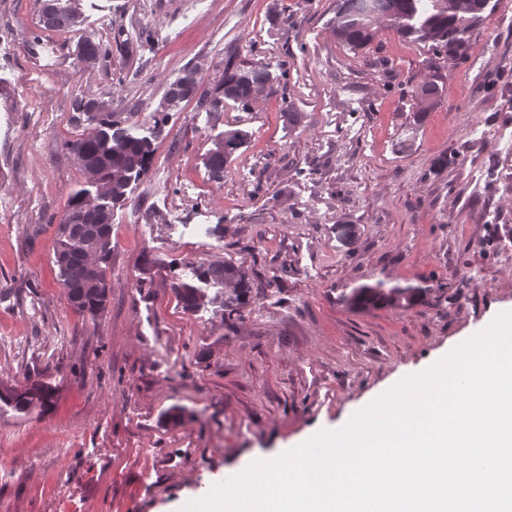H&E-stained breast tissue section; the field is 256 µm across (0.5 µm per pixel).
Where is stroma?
I'll list each match as a JSON object with an SVG mask.
<instances>
[{
  "label": "stroma",
  "mask_w": 512,
  "mask_h": 512,
  "mask_svg": "<svg viewBox=\"0 0 512 512\" xmlns=\"http://www.w3.org/2000/svg\"><path fill=\"white\" fill-rule=\"evenodd\" d=\"M461 59L380 26L355 50L336 0H0V512H181L251 462L337 429L512 311V0H491ZM108 57L84 62V39ZM262 65L248 104L210 111L169 85ZM436 95L421 111L418 92ZM103 103L152 161L112 209L105 310L68 302L55 263L71 195L66 149ZM245 132L216 176L208 157ZM229 260L252 298L231 316L186 311L189 264ZM429 286L408 308L339 295ZM179 419H170V411ZM77 15L75 10L61 7L59 2L47 4L42 13L43 25L47 28L57 30H70L78 26ZM47 393L38 385L32 384L23 390H11L4 395L0 394V400L11 403L17 410H26L34 400L44 402L47 399Z\"/></svg>",
  "instance_id": "1"
}]
</instances>
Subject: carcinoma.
Returning a JSON list of instances; mask_svg holds the SVG:
<instances>
[{
	"instance_id": "obj_1",
	"label": "carcinoma",
	"mask_w": 512,
	"mask_h": 512,
	"mask_svg": "<svg viewBox=\"0 0 512 512\" xmlns=\"http://www.w3.org/2000/svg\"><path fill=\"white\" fill-rule=\"evenodd\" d=\"M488 0H338L335 31L338 38L351 47L370 43L376 33V23L387 17L396 25L401 36L428 43L439 55L456 59L469 48L472 31L483 20ZM43 25L57 30H69L78 26L77 12L60 4L46 5L42 13ZM106 55V49L90 39L81 45V57L93 62ZM267 82L264 67H226L224 82L201 101L211 111H218L224 100L248 103L263 91ZM197 82L188 74L174 81L168 88L167 98L176 102L191 96ZM116 121L112 113L101 112L98 127L68 144L82 170L91 183H102L107 191L101 202L93 204L91 196L79 190L71 196L69 209L63 224L59 225L58 246L55 257L63 256L66 266L59 267L62 286L67 298L74 296L80 302L73 308L91 316L100 314L107 302L105 266L112 254V206L126 195L131 178L145 173L151 163L150 144L142 139L124 135L113 129ZM242 135L237 131L224 133V140L215 144L210 152V167L217 173L224 172V162L241 147ZM195 277L210 283L218 290L211 297L201 289L180 283L176 294L188 311H194L205 303L218 305L228 314L238 313L249 303L252 284L243 267L229 261L212 262L194 268ZM103 288L101 292L87 291V281ZM430 289L408 285L386 287L379 281L373 285H359L339 296L343 306L366 311L384 306L413 305L428 295ZM47 393L32 384L21 390L0 394V400L25 410L34 401L43 402Z\"/></svg>"
}]
</instances>
